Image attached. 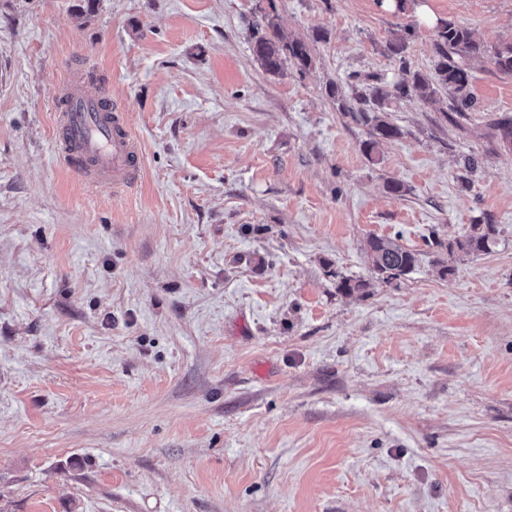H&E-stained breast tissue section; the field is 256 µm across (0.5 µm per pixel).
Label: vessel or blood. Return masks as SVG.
I'll return each mask as SVG.
<instances>
[{
  "label": "vessel or blood",
  "mask_w": 512,
  "mask_h": 512,
  "mask_svg": "<svg viewBox=\"0 0 512 512\" xmlns=\"http://www.w3.org/2000/svg\"><path fill=\"white\" fill-rule=\"evenodd\" d=\"M103 100L98 85L70 73L56 96L57 148L91 185L120 190L137 180L142 155L123 113L103 111Z\"/></svg>",
  "instance_id": "1"
}]
</instances>
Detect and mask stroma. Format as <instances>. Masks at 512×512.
I'll use <instances>...</instances> for the list:
<instances>
[{
	"mask_svg": "<svg viewBox=\"0 0 512 512\" xmlns=\"http://www.w3.org/2000/svg\"><path fill=\"white\" fill-rule=\"evenodd\" d=\"M423 2L485 45L512 36V0ZM271 5L308 71L255 62ZM82 6L0 0V512H512V75L475 61L463 117L444 89L393 102L403 134L369 157L328 86L397 82L403 30L430 73L419 13ZM69 69L141 143L126 193L57 154ZM484 214L496 246L449 257ZM373 235L415 269L382 283Z\"/></svg>",
	"mask_w": 512,
	"mask_h": 512,
	"instance_id": "stroma-1",
	"label": "stroma"
}]
</instances>
